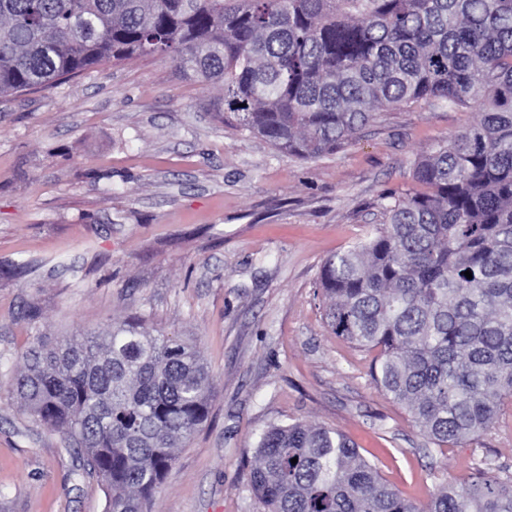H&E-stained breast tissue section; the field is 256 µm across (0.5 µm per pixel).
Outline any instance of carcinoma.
Listing matches in <instances>:
<instances>
[{
  "label": "carcinoma",
  "instance_id": "cac0c4a2",
  "mask_svg": "<svg viewBox=\"0 0 512 512\" xmlns=\"http://www.w3.org/2000/svg\"><path fill=\"white\" fill-rule=\"evenodd\" d=\"M148 54L223 86L217 111L302 159L381 111L481 106L414 164L412 188L383 197L366 240L324 261L319 288L332 332L376 352L373 382L434 451L512 413V0H0L1 99ZM13 385L34 420L84 451L107 512H148L212 392L196 345L134 320L37 341ZM255 457L267 512H512L506 469L421 507L322 426H273Z\"/></svg>",
  "mask_w": 512,
  "mask_h": 512
}]
</instances>
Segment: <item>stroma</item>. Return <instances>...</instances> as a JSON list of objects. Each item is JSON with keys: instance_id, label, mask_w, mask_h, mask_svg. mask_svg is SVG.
Returning a JSON list of instances; mask_svg holds the SVG:
<instances>
[{"instance_id": "stroma-1", "label": "stroma", "mask_w": 512, "mask_h": 512, "mask_svg": "<svg viewBox=\"0 0 512 512\" xmlns=\"http://www.w3.org/2000/svg\"><path fill=\"white\" fill-rule=\"evenodd\" d=\"M222 96L153 55L0 99V512H106L83 453L31 420L11 373L36 338L126 320L193 341L213 382L151 512H265L248 484L255 448L297 422L349 436L422 506L481 460L512 470V416L430 450L318 292L324 260L383 223L381 197L411 188L415 161L478 107L388 110L301 160L218 113Z\"/></svg>"}]
</instances>
